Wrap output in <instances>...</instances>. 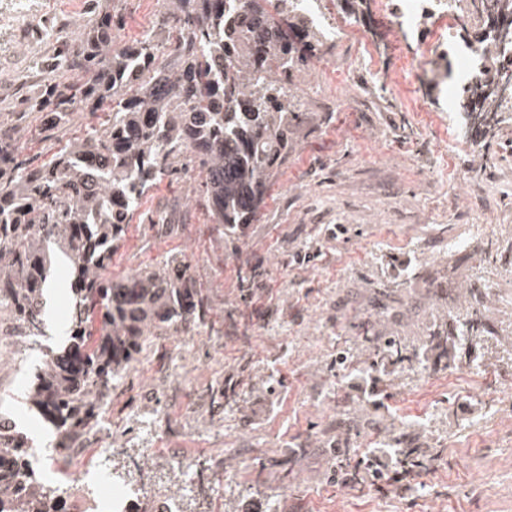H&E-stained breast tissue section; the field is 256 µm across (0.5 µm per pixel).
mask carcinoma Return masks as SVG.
I'll list each match as a JSON object with an SVG mask.
<instances>
[{
	"mask_svg": "<svg viewBox=\"0 0 512 512\" xmlns=\"http://www.w3.org/2000/svg\"><path fill=\"white\" fill-rule=\"evenodd\" d=\"M297 0H167L159 29L126 45L112 37V13L88 18L75 45L62 42L28 112L51 111L45 139L87 109L91 120L68 148L31 169L18 127L0 123V321L42 354L25 388L30 410L48 422L53 444L72 450L99 423L103 400L156 336L209 321L210 308L187 261L167 258L132 276L111 277L112 250L152 188L182 167L203 180L206 210L222 236H244L264 200L265 181L288 155L299 113L280 81L305 66L321 42ZM484 29V68L458 100L473 136L487 137L512 101V0H470ZM69 73L74 81L59 78ZM69 269L74 314L59 342L47 336L51 255ZM102 313L101 335L85 324ZM32 439L0 431V512H49L31 468Z\"/></svg>",
	"mask_w": 512,
	"mask_h": 512,
	"instance_id": "carcinoma-1",
	"label": "carcinoma"
}]
</instances>
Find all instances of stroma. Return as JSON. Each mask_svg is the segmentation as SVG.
Returning <instances> with one entry per match:
<instances>
[{
  "mask_svg": "<svg viewBox=\"0 0 512 512\" xmlns=\"http://www.w3.org/2000/svg\"><path fill=\"white\" fill-rule=\"evenodd\" d=\"M33 6L37 29L0 48L5 121L21 88L38 89L34 62L54 55L55 23L75 38L89 12L109 11L131 44L166 0ZM313 10L322 25L355 19L357 32L329 37L294 74L302 119L245 237H218L188 174L164 178L143 204L174 211L179 231L154 235L137 215L112 253L116 275L190 262L211 322L179 360V335L152 340L113 389L112 467L130 487L175 494L178 512H512V120L475 141L448 105L467 79L460 50L482 28L454 30L438 76L422 81L430 21L404 39L376 0ZM329 224L346 234L327 238ZM315 249L309 265H291ZM252 270L245 300L236 283ZM37 362L17 338L0 344L10 396L0 412L41 448L48 433L23 391ZM218 382L232 396L223 411L206 398ZM139 409L160 424L147 458ZM215 434L226 451L213 464L203 440ZM395 444L422 463L410 490L330 483L334 468ZM181 456L199 469L183 491L172 472Z\"/></svg>",
  "mask_w": 512,
  "mask_h": 512,
  "instance_id": "obj_1",
  "label": "stroma"
}]
</instances>
